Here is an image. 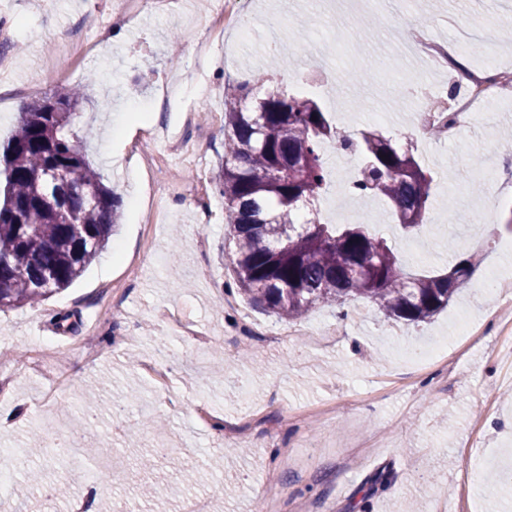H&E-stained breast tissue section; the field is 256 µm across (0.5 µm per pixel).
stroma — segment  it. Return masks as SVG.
Masks as SVG:
<instances>
[{"label":"stroma","mask_w":512,"mask_h":512,"mask_svg":"<svg viewBox=\"0 0 512 512\" xmlns=\"http://www.w3.org/2000/svg\"><path fill=\"white\" fill-rule=\"evenodd\" d=\"M241 6L257 19L245 34L215 23L204 0L148 5L126 25L114 23L100 0H0V24L10 31L4 51L26 52L0 94V146L23 105L95 75L78 123L91 131L86 151L120 195L122 212L107 249L73 285L39 304L0 310V351L52 345L73 383L38 408L47 377L28 371L8 381L0 406L16 417L0 430V468L46 436L81 427L74 467H96L106 447L116 463L94 492L51 455L41 457L44 482L67 490L55 512L76 501L153 512L137 493L147 477L161 489L178 484L180 499H207L208 512H404L410 504L416 512H512V381L500 362L512 331L488 320L495 296L462 288L448 308L410 325L365 301L277 320L230 288L224 200L213 186L224 152V82L250 79L267 56L270 25H282L294 43L291 67L270 70V85L292 91L315 75L329 87L318 96L325 111L353 115L356 130L369 124L371 97L390 95L380 127L395 137L408 126L397 95L414 61L390 31L425 18L435 37L450 40L465 27L479 35L468 48L474 64H512V40L499 35L512 0H371L356 5L346 29L336 28L325 0ZM86 35L90 53L62 63L67 45ZM170 85L177 93L167 111L149 113L148 122L167 123L179 138L157 143L150 176L120 124ZM503 138L512 139V98L484 106L479 122L452 140L414 137L422 163L447 173L424 236H402L383 201L367 204L369 223L405 271L441 268L475 251L482 272L512 279V249L497 244L512 236L500 223L512 184L468 191L474 164L500 160ZM485 221L492 237L473 239ZM60 311L74 312L73 329L57 325ZM463 315L483 334L462 347L455 369L421 371L408 362L406 345L454 343ZM176 317L209 344L180 335ZM271 328L278 341H269ZM88 342L100 352L93 364L80 351ZM147 361L172 365L166 403L140 369ZM145 453L155 458L148 475L138 466Z\"/></svg>","instance_id":"1"}]
</instances>
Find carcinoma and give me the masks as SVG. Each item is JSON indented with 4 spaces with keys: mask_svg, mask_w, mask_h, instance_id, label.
<instances>
[{
    "mask_svg": "<svg viewBox=\"0 0 512 512\" xmlns=\"http://www.w3.org/2000/svg\"><path fill=\"white\" fill-rule=\"evenodd\" d=\"M257 69L224 82V156L215 188L224 197L228 263L239 294L285 321L317 305L368 299L395 321L420 323L467 284L476 255L410 274L367 224H329L313 212L326 189L321 147L337 141L361 161L349 189L382 199L403 234L421 233L435 174L414 152L377 130L342 134L320 103L268 92ZM84 89L54 92L21 108L3 152L0 309L35 304L70 286L103 251L119 219V197L86 155L77 126Z\"/></svg>",
    "mask_w": 512,
    "mask_h": 512,
    "instance_id": "cac0c4a2",
    "label": "carcinoma"
}]
</instances>
